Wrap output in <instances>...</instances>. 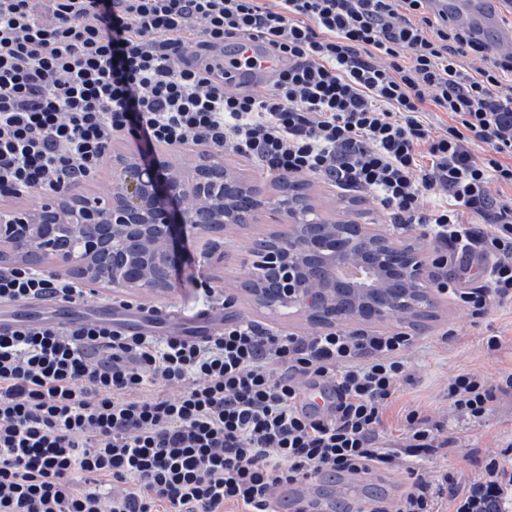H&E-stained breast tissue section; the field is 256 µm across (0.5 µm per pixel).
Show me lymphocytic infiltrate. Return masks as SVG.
Listing matches in <instances>:
<instances>
[{
	"label": "lymphocytic infiltrate",
	"instance_id": "obj_1",
	"mask_svg": "<svg viewBox=\"0 0 512 512\" xmlns=\"http://www.w3.org/2000/svg\"><path fill=\"white\" fill-rule=\"evenodd\" d=\"M47 2L39 15L0 0L1 197L93 179L121 135L146 160L163 143L232 152L375 193L395 228L432 229L437 284L473 318L512 301V53L474 66L486 44L433 0ZM242 39L285 58L272 85L238 90L205 63ZM475 262L483 285L448 274ZM84 294L0 267L1 305ZM413 344L239 318L201 340L96 320L0 333V512H280L278 488L397 465L411 489L364 512H435L446 479L417 458L447 447L440 425L407 409L400 443L380 430ZM304 380L331 402H306ZM510 393L512 372L494 385L460 373L449 407L477 423ZM510 475L490 462L457 512H485Z\"/></svg>",
	"mask_w": 512,
	"mask_h": 512
}]
</instances>
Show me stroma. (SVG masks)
<instances>
[{"instance_id":"obj_1","label":"stroma","mask_w":512,"mask_h":512,"mask_svg":"<svg viewBox=\"0 0 512 512\" xmlns=\"http://www.w3.org/2000/svg\"><path fill=\"white\" fill-rule=\"evenodd\" d=\"M300 181L321 217L382 225L392 238L416 242L427 257H434L438 244L432 236L393 228L371 195L361 194L352 200L318 177L304 175ZM272 228V221L265 218L257 224L225 230L207 243L191 238L189 257L174 288L162 296L133 300L131 308L123 310L122 319L150 317L153 335H168L171 322L193 323L206 314L200 294V286L205 283L228 296L225 316L244 318L299 335L315 334V327L299 318L287 319L257 310L242 290L243 282L253 270L252 243ZM380 329L403 331L417 338L408 352L410 380L403 384L386 412L385 437L399 439L400 414L408 408L422 411L432 421L443 425L447 448L425 456L421 466L432 474H453L456 491H463L469 483L481 479L490 460L500 458L502 450L512 444V395L499 399L479 424L461 425L450 414L448 383L462 372L479 373L491 383L497 382L502 373L512 372V302L493 304L486 318L476 322L448 294L440 293L435 297L434 316L425 324L414 326L394 321L381 324ZM494 334L500 336L501 347L490 352L484 340ZM410 484L409 474L402 469L357 482L347 477L323 476L313 482L310 495L332 510L341 505L346 512H352L373 497L396 498Z\"/></svg>"}]
</instances>
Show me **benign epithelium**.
Returning a JSON list of instances; mask_svg holds the SVG:
<instances>
[{"mask_svg": "<svg viewBox=\"0 0 512 512\" xmlns=\"http://www.w3.org/2000/svg\"><path fill=\"white\" fill-rule=\"evenodd\" d=\"M113 189L106 203L59 189L39 206L0 212V262L57 264L75 278L130 294L168 292L181 265L180 237L251 224L271 211L276 230L265 236L245 292L259 309L290 311L331 328L394 320L422 321L433 308L430 272L422 250L398 243L374 224L328 220L312 237V199L279 188L269 194L205 155L182 169L168 153L144 161L136 152L112 156ZM69 223H59L61 214ZM396 272L404 288H385Z\"/></svg>", "mask_w": 512, "mask_h": 512, "instance_id": "7a95c632", "label": "benign epithelium"}]
</instances>
